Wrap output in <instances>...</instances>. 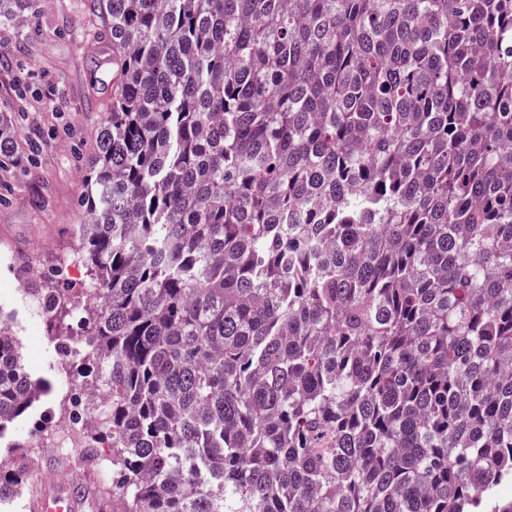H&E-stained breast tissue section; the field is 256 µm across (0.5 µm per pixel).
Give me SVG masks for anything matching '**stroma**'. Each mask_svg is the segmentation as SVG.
Listing matches in <instances>:
<instances>
[{"label":"stroma","instance_id":"1","mask_svg":"<svg viewBox=\"0 0 512 512\" xmlns=\"http://www.w3.org/2000/svg\"><path fill=\"white\" fill-rule=\"evenodd\" d=\"M89 0H32L25 37L0 27V113L8 117L20 149L0 162V306L14 318L20 351L30 374L56 381L59 360L47 325H33L25 290L26 264L48 272L66 251L80 199L96 158L97 135L112 104V52L107 40L86 28ZM65 387L35 403L0 439V451L26 457L22 440L67 416ZM44 466L27 470L75 481L96 512H117L103 480L57 453H42Z\"/></svg>","mask_w":512,"mask_h":512}]
</instances>
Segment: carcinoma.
Instances as JSON below:
<instances>
[{"label":"carcinoma","mask_w":512,"mask_h":512,"mask_svg":"<svg viewBox=\"0 0 512 512\" xmlns=\"http://www.w3.org/2000/svg\"><path fill=\"white\" fill-rule=\"evenodd\" d=\"M88 23L112 113L52 272L90 288L31 293L67 387L111 390L77 449L103 489L512 512V0H93ZM50 392L0 307V438ZM21 483L0 464L1 507Z\"/></svg>","instance_id":"obj_1"}]
</instances>
